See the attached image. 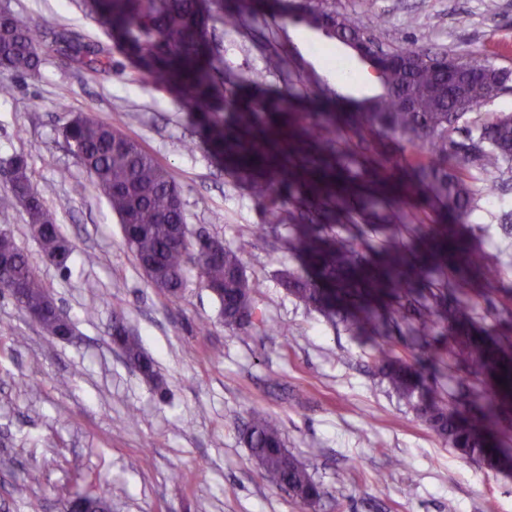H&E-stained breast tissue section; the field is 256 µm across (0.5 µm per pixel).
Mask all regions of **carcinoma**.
Returning a JSON list of instances; mask_svg holds the SVG:
<instances>
[{"instance_id":"obj_1","label":"carcinoma","mask_w":512,"mask_h":512,"mask_svg":"<svg viewBox=\"0 0 512 512\" xmlns=\"http://www.w3.org/2000/svg\"><path fill=\"white\" fill-rule=\"evenodd\" d=\"M235 9L224 15V0H87L89 15L104 27L138 73L153 86L178 94L184 105L202 116L214 152L226 168L245 182L265 206L268 224H290L295 233L288 248L306 260L312 272L287 269L281 285L308 306L339 315L360 335L385 336L389 323L402 321L423 345L438 328L448 331V366L489 379L493 398L479 420L470 419L443 397L431 396L414 367L388 343L377 348L379 370L392 392L430 428L460 453L476 458L496 452L491 431L499 425V408L512 399V356L469 322L476 304L462 277L431 280L421 289L399 266L403 257L389 250L372 266L365 263L364 244L336 233L337 224H399L395 204H381L378 194L394 191L393 174L368 162L352 169L357 156L382 145L374 136H398L423 155L412 168L410 186L425 188L436 216L453 214L460 224L481 209L487 188L503 193L512 186V113L485 119L472 111L512 90V71L505 72L479 55L450 54L414 40L391 50L386 58L368 52L362 58L376 75L381 91L358 104L354 112H318L303 121L293 93L258 96L224 82L220 45L209 38L210 25H234L258 15L325 27L328 39L373 43L383 27L374 0H360L353 14L336 9V0H230ZM48 33L24 25L12 15L0 16V95L10 93L11 80L39 69ZM75 64L98 70L109 64L98 43L68 46ZM70 151L80 159L94 187L118 216L126 244L149 281L163 294L178 296L186 284L181 191L173 176L120 129L82 115L62 127ZM11 196L0 198V210L15 205L32 228L43 232L39 243L51 255L66 242L41 194L27 175L24 157L0 168ZM13 259L0 268V292L16 304L48 302L41 318L46 332L60 326L65 314L43 286L27 255L12 245ZM459 261L490 274L498 269L465 244L456 247ZM199 277L221 305L224 325L245 331L253 315L252 293L259 287L246 275L238 253L222 247L217 260L200 258ZM121 351L147 380L159 373L154 359L135 337L112 335ZM242 439L262 473L300 502L314 507L326 497L286 448L279 422L255 412ZM76 504L96 505L108 512V490L98 486L71 497Z\"/></svg>"}]
</instances>
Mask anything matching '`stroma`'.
Returning <instances> with one entry per match:
<instances>
[{"label":"stroma","mask_w":512,"mask_h":512,"mask_svg":"<svg viewBox=\"0 0 512 512\" xmlns=\"http://www.w3.org/2000/svg\"><path fill=\"white\" fill-rule=\"evenodd\" d=\"M16 19L111 45L83 0H0ZM394 48L425 37L451 53H476L512 68V0H377ZM430 23L420 33V23ZM223 75L262 74L267 91H293L306 111L321 107L317 84L349 108L380 91L344 45L299 23L269 17L216 32ZM288 60L280 69L277 57ZM65 107H58V100ZM85 113L118 126L167 168L181 188L191 236L238 251L259 282L248 332L225 327L220 304L195 267L179 297L166 298L139 268L106 198L90 185L60 129ZM21 155L73 253L67 268L44 255L22 209L0 212L56 303L70 339L41 325L0 293V512H62L74 492L107 486L112 512H512V464L490 468L451 448L381 377L376 341L298 301L280 284L300 269L292 229L269 224L245 183L212 158L193 113L171 92L145 84L113 52L89 72L50 52L37 76L0 97V165ZM85 184L75 194V184ZM485 203L458 230L494 279L475 275L478 325L512 340V237ZM121 320L151 355L162 387L147 382L112 341ZM396 351L433 384L457 396L461 372L445 368L442 342L420 347L391 329ZM276 416L288 450L330 497L310 508L270 483L241 431L250 415Z\"/></svg>","instance_id":"stroma-1"}]
</instances>
